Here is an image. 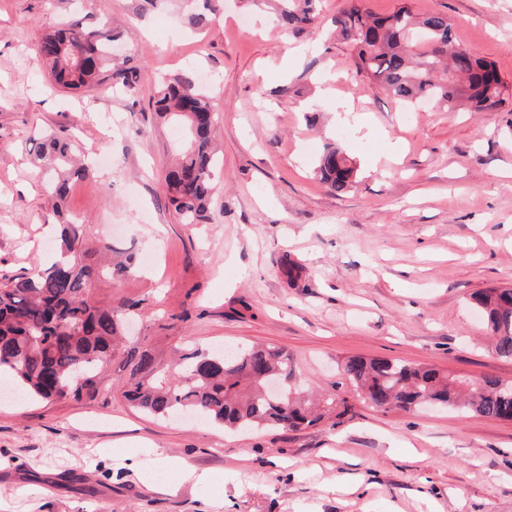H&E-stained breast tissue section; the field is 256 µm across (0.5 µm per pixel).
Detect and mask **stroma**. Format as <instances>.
Instances as JSON below:
<instances>
[{"mask_svg":"<svg viewBox=\"0 0 512 512\" xmlns=\"http://www.w3.org/2000/svg\"><path fill=\"white\" fill-rule=\"evenodd\" d=\"M345 2L322 0L315 28L283 36L267 2L0 0V277L53 255L33 140L76 134L112 165L72 184L67 216L83 218L89 245L139 258L89 290L102 305L135 302L128 346L166 361L182 345H273L348 408L299 431L227 433L131 407L113 362L96 400H0V512H512V421L384 411L339 368L379 358L512 382L469 302L512 287V0H365L382 16L448 13L457 43L507 85L489 112H407L352 73L337 86L348 50L330 22ZM68 21L111 22L119 60L143 68L135 92L47 91L36 49ZM189 71L209 77L221 153L198 224L166 204L163 174L184 141L152 108L161 80ZM330 142L359 166L341 197L313 173ZM288 258L304 267L294 284ZM180 461L207 481H184Z\"/></svg>","mask_w":512,"mask_h":512,"instance_id":"obj_1","label":"stroma"}]
</instances>
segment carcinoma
Returning a JSON list of instances; mask_svg holds the SVG:
<instances>
[{
	"label": "carcinoma",
	"instance_id": "1",
	"mask_svg": "<svg viewBox=\"0 0 512 512\" xmlns=\"http://www.w3.org/2000/svg\"><path fill=\"white\" fill-rule=\"evenodd\" d=\"M319 0H275L277 22L285 30H304L317 18ZM336 41L350 48L343 65L382 86L404 108L426 103L454 112L496 109L504 103L505 83L496 65L454 43L447 14L415 16L403 5L378 16L363 0H349L332 18ZM38 55L49 83L61 90L107 84L116 93L135 91L137 65L111 66L112 37L95 38L77 23L47 35ZM162 117L183 119L189 146L165 175L168 204L184 224L205 219L215 197L218 157L212 148V98L196 88L194 73L163 82L154 101ZM77 143L70 135L45 134L36 153L47 174L55 206L64 202L74 177L88 169L72 167ZM314 173L340 196L356 183L357 165L345 150L328 144L315 161ZM60 251L47 267L0 280V381L26 399L47 402L93 401L100 392V367L113 360L123 324L135 304L104 308L88 291L96 282L120 280L135 268L137 257L102 261L111 251L86 246L83 224H60ZM501 358L512 359V288H488L471 295ZM123 397L157 417L200 415L224 429L279 428L297 431L319 422L336 399L313 400L315 391L297 381L288 355L273 346L203 349L184 347L169 365L149 349L132 350L122 360ZM342 375L373 407L410 412L426 404L462 414L512 419V383L487 376L478 383L429 366L388 359L350 357Z\"/></svg>",
	"mask_w": 512,
	"mask_h": 512
}]
</instances>
